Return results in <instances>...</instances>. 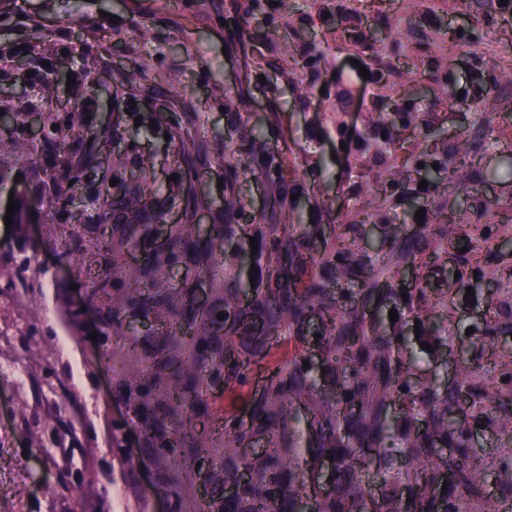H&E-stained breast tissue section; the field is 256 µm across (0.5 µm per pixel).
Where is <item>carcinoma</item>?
<instances>
[{"label": "carcinoma", "mask_w": 512, "mask_h": 512, "mask_svg": "<svg viewBox=\"0 0 512 512\" xmlns=\"http://www.w3.org/2000/svg\"><path fill=\"white\" fill-rule=\"evenodd\" d=\"M40 93L44 113V140L58 143L48 178L58 207L69 214L70 223L112 225V237L104 241V250L113 262V286L124 295L112 302L107 319L115 336H127L129 316L148 318L166 314L169 341L158 356L155 372L148 381L136 376L126 383L127 396L134 409L147 413L148 389L154 387L167 397L178 422L177 433L188 436L202 415L199 401L187 406L179 390H195L207 370L224 371V391L247 385L238 368L253 358H272L274 349L285 342L307 336L311 317L319 320L318 348L328 376L336 385V396L322 392L312 379L305 356L297 354L277 364L265 378L261 389L250 394L251 422L246 426L231 411L224 413V470L215 479L236 488L224 497L220 512H296L300 499L315 497L316 512H461L457 490L481 507L496 512L487 492L488 471L503 496H512V411H491L488 391L491 382L475 365L469 379L453 386H435L407 381L411 359L405 339L398 331H389L353 305V284L367 287L371 294L394 293L393 266L422 258L430 247L428 229L400 243L393 242L383 252L379 274L367 254L354 249L353 243L337 235L328 248L315 256L310 239L298 226L276 217L266 220L245 216L241 199L235 194L240 177L251 176L266 182L288 208V188L280 176V167L266 170L238 169L228 166L226 183L230 194L224 197V223L208 240L200 238L195 224L171 226L168 247L142 252L141 261L129 272L117 264L125 254L141 249L151 239L162 215H145L146 193L131 190L123 176L115 177L112 202L89 215L73 206L76 184L81 179L82 157L93 148L75 132L81 119V104L73 102L58 120L54 112L53 81H44ZM417 119V113L395 104L391 112H380L358 148L372 154L377 171L372 177L381 187L395 189L410 179V170L390 165L373 144L393 145L399 125ZM240 150L253 155L260 152V135L246 123L229 132ZM422 156L437 166L435 173L448 170V179L463 187L470 176L465 166L455 164V152L443 157L423 150ZM74 184H69V181ZM254 237L261 284L248 303H243L232 281V266H224V320L209 310L183 300L177 294L158 290L171 268L189 259L199 274L212 277L217 254L225 244L244 230ZM435 289L417 284L407 303L409 314L428 324V342L441 347L453 340L448 318L435 320V308H448L445 293L433 300ZM200 320L210 326L200 336L189 329ZM183 361L176 389L162 387L165 370L174 359ZM311 402V426L320 442L316 455L330 461L328 489L315 496L313 483L304 474L291 469L288 459L297 454L292 424L293 399ZM399 406V416L388 420L389 403ZM467 408L470 415L507 437L506 443L489 462L473 461L471 437L450 419L457 409ZM259 439L268 446L257 454L246 449ZM373 450L379 458V479L372 482L368 471L371 460L365 452ZM446 491H441V488Z\"/></svg>", "instance_id": "obj_1"}]
</instances>
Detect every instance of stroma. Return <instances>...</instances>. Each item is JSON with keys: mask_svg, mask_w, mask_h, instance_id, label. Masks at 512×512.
Wrapping results in <instances>:
<instances>
[{"mask_svg": "<svg viewBox=\"0 0 512 512\" xmlns=\"http://www.w3.org/2000/svg\"><path fill=\"white\" fill-rule=\"evenodd\" d=\"M86 54L105 70L102 81L86 78ZM44 76L54 81L57 110L83 100L85 140L111 141L83 172L82 203L109 185L119 156L130 185L157 187L151 205L166 221L223 223L218 148L233 125L248 123L265 148L254 167L269 157L285 168L293 199L284 216L319 247L339 233L364 250L425 225H455L453 241L432 239L438 261L403 265L396 278L400 287L417 277L448 293L452 342L421 349L401 296L375 307L396 311V327L410 337L412 380L448 385L487 352H512V331L483 333L489 300L512 313V289L449 275L475 258L487 274L512 267V14L499 0H247L239 9L232 0H0V104L25 99L40 109L31 84ZM416 83L428 89L416 105L421 118L401 127L389 160L413 165L430 131L438 146L467 144L471 186L425 188L415 168L392 194L376 195L357 175L365 160L356 142L372 115ZM479 93L480 112L471 106ZM175 134L192 154L194 180L174 160ZM27 141L37 161L17 164L19 144L0 131V174L20 178L55 209L46 175L53 147L40 135ZM321 196L332 209L318 204ZM362 209L370 223H355ZM56 211L54 223L22 230L0 222V512H217L224 489L210 476L224 467V412L247 418L245 393L225 394L223 374L207 375L197 430L209 447L164 461L173 429L147 435L123 395L130 376L153 373L163 320L139 321L130 344L114 338L103 318L117 291L100 285L112 277L100 248L112 230L72 226ZM163 287L224 310L223 276L199 277L188 261L172 267ZM293 408L292 465L326 481L313 464L309 404L298 399Z\"/></svg>", "mask_w": 512, "mask_h": 512, "instance_id": "stroma-1", "label": "stroma"}]
</instances>
